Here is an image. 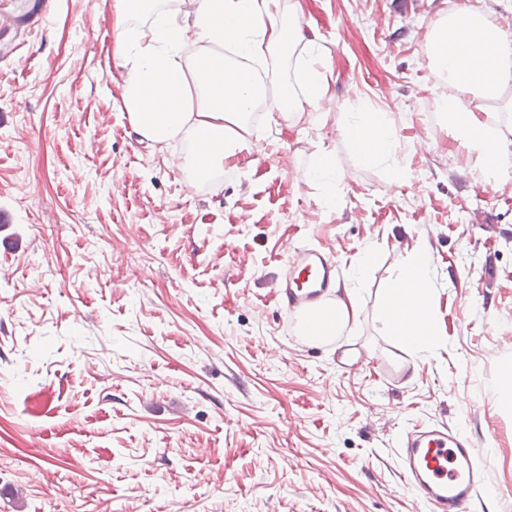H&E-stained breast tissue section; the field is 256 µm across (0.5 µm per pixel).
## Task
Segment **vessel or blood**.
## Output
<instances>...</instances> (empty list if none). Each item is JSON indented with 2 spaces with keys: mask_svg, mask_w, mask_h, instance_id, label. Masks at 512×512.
<instances>
[{
  "mask_svg": "<svg viewBox=\"0 0 512 512\" xmlns=\"http://www.w3.org/2000/svg\"><path fill=\"white\" fill-rule=\"evenodd\" d=\"M338 264L330 253L306 242L288 250L286 271L277 285L285 307L282 319L298 327L336 298ZM400 469L430 512H485L486 473L477 463L474 440L436 420L400 439Z\"/></svg>",
  "mask_w": 512,
  "mask_h": 512,
  "instance_id": "obj_1",
  "label": "vessel or blood"
}]
</instances>
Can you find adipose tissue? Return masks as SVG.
<instances>
[{
    "label": "adipose tissue",
    "mask_w": 512,
    "mask_h": 512,
    "mask_svg": "<svg viewBox=\"0 0 512 512\" xmlns=\"http://www.w3.org/2000/svg\"><path fill=\"white\" fill-rule=\"evenodd\" d=\"M116 54L125 70L122 108L137 136L157 144L186 143L184 180L197 186L247 149L252 112L270 95L289 120L301 106H317L324 95L314 60L300 65L295 88L275 83L246 66L261 56L270 65L290 55L300 38L298 23L286 21L277 0H184L177 10L164 0H116ZM485 61L470 65L472 57ZM430 60L455 96L442 109L457 125L464 146L478 153L481 172L497 174L512 152V128L490 133L473 100L503 101L512 83V36L469 9L449 13L435 30ZM353 150L368 161L391 157L392 129L383 113L364 112L347 124ZM374 317L388 335L413 351L437 347L441 325L431 310L428 253L412 248L394 276L378 290ZM358 307L354 289H344L329 308L309 320L305 339L315 343L346 327Z\"/></svg>",
    "instance_id": "ef3b65f1"
}]
</instances>
